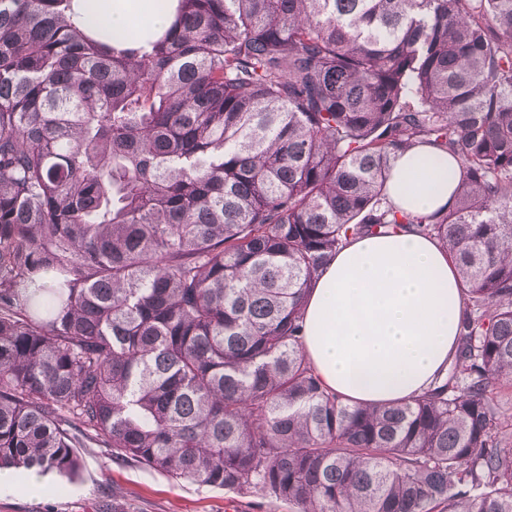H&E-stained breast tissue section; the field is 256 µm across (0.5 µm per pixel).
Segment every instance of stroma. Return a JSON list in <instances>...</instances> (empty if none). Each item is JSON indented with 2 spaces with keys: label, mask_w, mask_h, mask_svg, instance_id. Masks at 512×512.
I'll return each instance as SVG.
<instances>
[{
  "label": "stroma",
  "mask_w": 512,
  "mask_h": 512,
  "mask_svg": "<svg viewBox=\"0 0 512 512\" xmlns=\"http://www.w3.org/2000/svg\"><path fill=\"white\" fill-rule=\"evenodd\" d=\"M78 475L48 474L43 490L24 478L0 494V512H290L287 504L258 494H237L172 480L136 462L114 459L109 449L83 448Z\"/></svg>",
  "instance_id": "35a3bbf8"
}]
</instances>
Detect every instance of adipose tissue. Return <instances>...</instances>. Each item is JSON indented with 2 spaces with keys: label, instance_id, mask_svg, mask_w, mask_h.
<instances>
[{
  "label": "adipose tissue",
  "instance_id": "ef3b65f1",
  "mask_svg": "<svg viewBox=\"0 0 512 512\" xmlns=\"http://www.w3.org/2000/svg\"><path fill=\"white\" fill-rule=\"evenodd\" d=\"M177 0H74L98 40L119 46L149 18L160 34ZM459 158L423 145L401 152L389 195L402 212L447 211ZM462 294L454 264L433 239L411 229L349 241L308 292L303 350L329 391L356 405H389L426 391L457 345Z\"/></svg>",
  "mask_w": 512,
  "mask_h": 512
}]
</instances>
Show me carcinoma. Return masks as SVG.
I'll list each match as a JSON object with an SVG mask.
<instances>
[{"mask_svg": "<svg viewBox=\"0 0 512 512\" xmlns=\"http://www.w3.org/2000/svg\"><path fill=\"white\" fill-rule=\"evenodd\" d=\"M116 49L72 0H0V469L95 445L294 512H512V0H178ZM427 144L444 213L389 199ZM408 224L458 267L445 375L329 393L306 293ZM460 159L423 145L401 152L391 169L389 195L402 212L431 215L454 202Z\"/></svg>", "mask_w": 512, "mask_h": 512, "instance_id": "obj_1", "label": "carcinoma"}]
</instances>
